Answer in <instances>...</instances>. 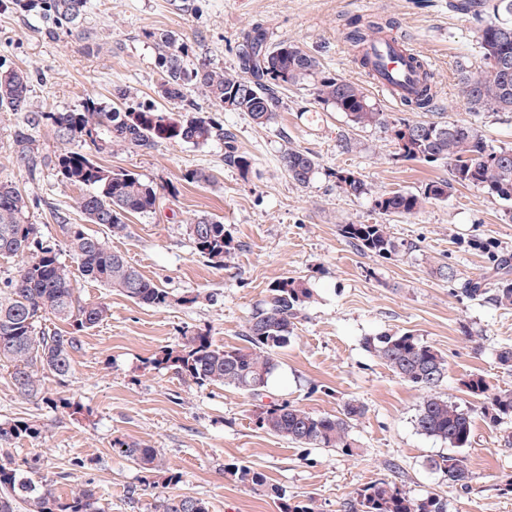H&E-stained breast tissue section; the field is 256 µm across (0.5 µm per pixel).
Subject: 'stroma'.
Returning <instances> with one entry per match:
<instances>
[{
  "label": "stroma",
  "mask_w": 512,
  "mask_h": 512,
  "mask_svg": "<svg viewBox=\"0 0 512 512\" xmlns=\"http://www.w3.org/2000/svg\"><path fill=\"white\" fill-rule=\"evenodd\" d=\"M374 15L392 19L393 33L406 36L430 62L439 94L429 120L475 122L494 148H512V112H472L461 93V67L483 64L479 25L449 11L448 0H89L81 32L51 36L40 22L1 11L0 63L29 74L31 112L74 109L88 96L110 103L122 88L154 103L158 76L143 29L182 34L212 66L231 71L243 33L259 23L269 43L299 45L317 57L321 70L363 86L381 111L403 117L406 109L369 83L341 37L347 18ZM278 96L274 124L260 129L245 114L214 109L201 93L192 95L252 155L248 174L225 166L219 141L101 156L104 167L136 172L161 188L154 212L131 215L118 235L86 223L79 208L84 187L63 182L50 162L61 148L52 126H29L44 158L31 175L12 163L14 131L29 125L30 112H0V180L16 183L29 223L57 245L61 262H73L66 229L79 224L171 296L168 306L149 307L77 279L82 299L106 303L109 316L83 333L70 377H45L41 398L20 396L0 366V422L30 419L43 430L37 440L13 443L12 457H39L40 473L57 495L86 487L108 503V512H153L158 495L143 488L131 460L113 452L117 439L158 449L166 468L180 475L172 493L203 499L209 512H280L282 501L308 499L317 512H348L364 486L394 477L415 497H443L448 512H512V494L502 491L512 480V445L476 419L464 451L473 479L466 488L449 485L427 465L447 452V444L415 426L423 391L364 347L366 337L396 332L436 346L448 362L439 391L465 408L474 404L462 386L469 375H481L492 390L512 391V372L496 358L500 348L512 346V307L469 299L459 284L433 272L448 265L477 278L491 274L496 259L512 261V205L456 184L447 199L413 215L380 218L376 195L421 192L431 181L449 179L447 165L400 158L382 127L349 130L343 114L315 102L309 86ZM347 132L361 149L339 151L337 140ZM290 144L319 160L307 186L288 176L283 152ZM191 169L211 173L213 182L184 181ZM339 169L359 173L370 195L339 194L332 178ZM203 214L217 216L230 238L223 264L200 256L188 234L191 219ZM379 220L395 237L416 243L417 251L385 260L341 235L342 225ZM475 239L483 249L471 248ZM286 277L308 280L314 300L277 355L268 396L317 415L359 400L366 412L352 430L361 445L357 455L271 436L255 424L258 401L230 387L197 386L153 363L189 328L207 330L218 346H244L250 314L271 284ZM62 399L78 403L79 412L60 408ZM77 458L82 466H74ZM243 466L264 472L266 486L241 482L233 470Z\"/></svg>",
  "instance_id": "35a3bbf8"
}]
</instances>
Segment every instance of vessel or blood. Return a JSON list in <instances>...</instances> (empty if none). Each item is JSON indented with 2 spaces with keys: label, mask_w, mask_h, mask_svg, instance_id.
I'll return each instance as SVG.
<instances>
[{
  "label": "vessel or blood",
  "mask_w": 512,
  "mask_h": 512,
  "mask_svg": "<svg viewBox=\"0 0 512 512\" xmlns=\"http://www.w3.org/2000/svg\"><path fill=\"white\" fill-rule=\"evenodd\" d=\"M368 52L370 63L365 74L372 84L386 90L399 103L414 95L417 86L408 58L415 50L405 39L389 34L376 35Z\"/></svg>",
  "instance_id": "b4317fda"
}]
</instances>
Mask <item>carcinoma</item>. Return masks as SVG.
Wrapping results in <instances>:
<instances>
[{
    "label": "carcinoma",
    "instance_id": "obj_1",
    "mask_svg": "<svg viewBox=\"0 0 512 512\" xmlns=\"http://www.w3.org/2000/svg\"><path fill=\"white\" fill-rule=\"evenodd\" d=\"M87 8L88 0H0V9L37 19L48 35L64 29L79 30ZM448 8L481 24L479 48L484 66L466 71L461 79L470 109L477 112L489 107L512 112V0H448ZM388 26L389 22L379 20L349 24L344 39L361 66L369 64L362 47ZM145 38L153 44L159 91L168 102L184 107L185 115L174 118L152 103H137L131 95L120 92V105L116 107L89 96L79 109L32 116L35 124H50L67 144L55 155L54 166L63 181L87 189L80 209L90 224H104L111 232L122 233L127 229V216L151 212L160 196L158 186L141 175L100 165L95 160L100 155L149 150L164 142L200 145L220 140L224 142V165L243 175L249 173L251 155L238 146L235 134L209 113L191 110L193 92H201L219 110L243 112L254 126L266 128L277 118V89L308 83L312 84L315 100L344 113L350 128L380 126L390 132L401 158L448 164L449 181H432L418 194H380L375 200L379 214L410 216L431 200L448 198L454 182L477 186L492 197L512 202V150L491 146L480 126L455 120H391L371 102L363 87L324 73L318 60L300 46L286 41L270 45L259 23L243 34L237 51L238 67L230 72L212 66L197 55L189 41L170 31H148ZM415 70L417 96L408 108L429 112L438 95L437 86L421 63L415 64ZM30 93L26 72L0 65V112L30 111ZM73 142L79 148L69 147ZM13 159L31 175L41 165L34 140L24 128L15 131ZM283 160L289 178L302 187L319 170L316 156L298 147H287ZM333 177L336 191L345 196L359 198L370 192L354 171L341 169ZM26 211L27 203L19 189L0 181V257L30 256L17 277L4 283L10 292L0 300V362L8 363V375L16 391L36 398L41 394L44 375L61 380L69 377L73 371L72 352L78 349L81 333L103 322L108 308L76 295L70 271L59 260L56 248L44 242L37 226L28 222ZM189 232L199 254L224 262L230 241L220 220L198 216L189 224ZM66 234L69 252L86 279L146 306L169 304L167 290L145 278L100 239L78 225L70 226ZM341 234L350 245L383 259L416 250L413 243L393 236L382 221L344 224ZM435 274L448 281L461 280L463 293L470 299L490 293L491 300L499 305L512 306V279L506 271L493 289L487 287L484 278L460 279L457 270L447 265L437 266ZM313 297L308 280L282 279L251 313L244 329L247 346L218 347L206 331L188 329L176 346L162 350L153 363L174 368L200 387L227 386L260 399L277 369L278 351L288 346L301 310ZM51 317L66 323L70 330L50 333L42 329L39 323ZM365 347L401 381L426 392L415 419L417 430L452 449L430 459L429 467L451 485L468 486L472 472L462 449L472 442L474 412L437 392L447 376L445 356L407 332L370 336ZM464 387L479 401L480 414L488 427L507 431L505 425L512 424V392L492 391L480 375L468 378ZM364 413V405L357 400L345 402L334 415H315L288 401H271L259 407L256 424L266 433L288 441L352 456L361 446L351 431ZM40 435L41 428L33 421L0 423V442L4 444L25 438L35 440ZM118 451L139 467L143 485L161 480L168 487L179 482V475L164 468L156 449L121 442ZM236 473L243 482L266 485L262 472L241 467ZM18 503L24 504L27 512H106V506L88 488L66 498L56 495L52 485L39 476L38 461L20 465L1 457L0 512H14ZM154 512H208V506L199 498L167 494L156 498ZM354 512H448V504L437 494L416 498L394 481L380 479L360 490Z\"/></svg>",
    "mask_w": 512,
    "mask_h": 512
}]
</instances>
